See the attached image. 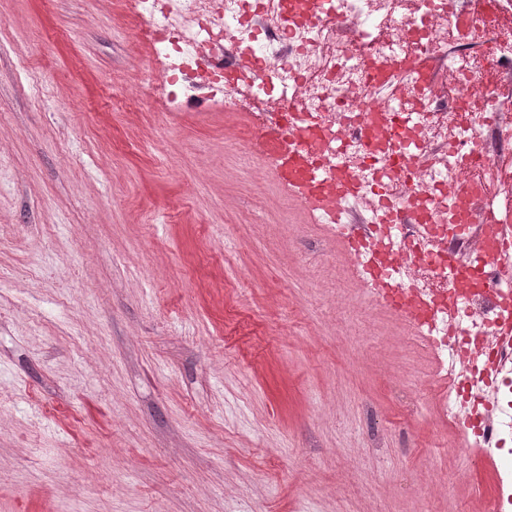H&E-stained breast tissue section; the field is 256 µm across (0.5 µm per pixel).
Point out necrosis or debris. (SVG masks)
Listing matches in <instances>:
<instances>
[{
	"label": "necrosis or debris",
	"mask_w": 512,
	"mask_h": 512,
	"mask_svg": "<svg viewBox=\"0 0 512 512\" xmlns=\"http://www.w3.org/2000/svg\"><path fill=\"white\" fill-rule=\"evenodd\" d=\"M141 22L128 50L152 42L168 65V99L224 94L226 108L291 143L310 129L316 164L328 135L356 192L352 274L375 299L397 286V324L433 363L441 420L498 460L491 512H512V226L496 224L512 194V0H125ZM232 51L240 70L207 69ZM423 66L410 86L388 73ZM376 117L363 137L352 127ZM386 186L387 202L375 191ZM495 254L494 266L479 261Z\"/></svg>",
	"instance_id": "4bbe7bcc"
}]
</instances>
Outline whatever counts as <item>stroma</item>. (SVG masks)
Wrapping results in <instances>:
<instances>
[{
  "label": "stroma",
  "instance_id": "1",
  "mask_svg": "<svg viewBox=\"0 0 512 512\" xmlns=\"http://www.w3.org/2000/svg\"><path fill=\"white\" fill-rule=\"evenodd\" d=\"M136 26L0 0V512H490L396 314Z\"/></svg>",
  "mask_w": 512,
  "mask_h": 512
}]
</instances>
